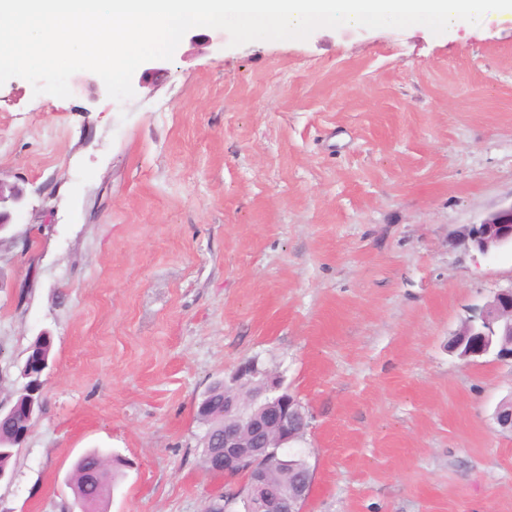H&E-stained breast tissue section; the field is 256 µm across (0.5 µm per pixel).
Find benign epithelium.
Segmentation results:
<instances>
[{"label": "benign epithelium", "instance_id": "1", "mask_svg": "<svg viewBox=\"0 0 512 512\" xmlns=\"http://www.w3.org/2000/svg\"><path fill=\"white\" fill-rule=\"evenodd\" d=\"M462 241L482 255H492L505 244H512V204L491 213L478 224L470 225ZM466 331L455 350L465 359L479 358L490 352L492 337L512 335V287L498 290L478 311L464 322ZM49 367L44 359L25 362L22 374L33 395L32 405L41 409L42 374ZM257 386L245 400L224 398V435L219 445L223 457L221 471L242 475L246 483L242 493L214 504L216 512H303L312 487V473L305 470L288 489L270 482L265 463L278 456L288 459L286 449L306 423L300 401L284 386L282 376L262 370L254 361L242 365L225 384L227 389Z\"/></svg>", "mask_w": 512, "mask_h": 512}]
</instances>
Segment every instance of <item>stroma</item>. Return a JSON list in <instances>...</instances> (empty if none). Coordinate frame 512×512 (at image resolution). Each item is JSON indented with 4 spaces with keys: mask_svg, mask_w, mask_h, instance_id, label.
<instances>
[{
    "mask_svg": "<svg viewBox=\"0 0 512 512\" xmlns=\"http://www.w3.org/2000/svg\"><path fill=\"white\" fill-rule=\"evenodd\" d=\"M110 99L0 85V405L52 338L41 413L0 512H69L86 451L125 460L104 512H205L242 477L201 463L197 406L244 362L309 426L305 512H512V361L454 330L512 286V246L457 231L512 203V27L182 39Z\"/></svg>",
    "mask_w": 512,
    "mask_h": 512,
    "instance_id": "obj_1",
    "label": "stroma"
}]
</instances>
